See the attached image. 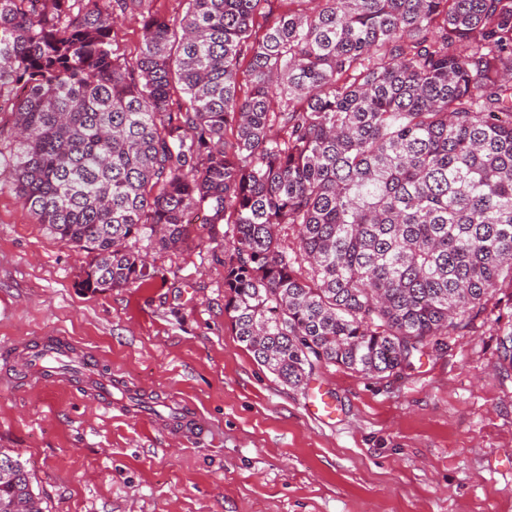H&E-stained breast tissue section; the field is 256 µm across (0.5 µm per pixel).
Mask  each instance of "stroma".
<instances>
[{
  "instance_id": "1",
  "label": "stroma",
  "mask_w": 512,
  "mask_h": 512,
  "mask_svg": "<svg viewBox=\"0 0 512 512\" xmlns=\"http://www.w3.org/2000/svg\"><path fill=\"white\" fill-rule=\"evenodd\" d=\"M134 249L149 281L83 288L86 254L0 188V448L26 462L44 512H512V378L497 352L507 291L412 368L326 365L295 388L224 311L223 235L195 223L186 247ZM56 332L144 398L200 411L212 433L104 412L75 378L31 389L12 352ZM315 386L336 399L335 420L307 412Z\"/></svg>"
}]
</instances>
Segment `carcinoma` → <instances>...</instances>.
<instances>
[{"mask_svg":"<svg viewBox=\"0 0 512 512\" xmlns=\"http://www.w3.org/2000/svg\"><path fill=\"white\" fill-rule=\"evenodd\" d=\"M152 2L0 0L10 187L85 287L148 280L129 241L178 248L203 211L237 338L292 387L399 373L512 291V0ZM0 512H43L2 449ZM116 30L121 53L127 58L135 57L139 53L142 40L141 26L138 21L128 17L117 25Z\"/></svg>","mask_w":512,"mask_h":512,"instance_id":"cac0c4a2","label":"carcinoma"}]
</instances>
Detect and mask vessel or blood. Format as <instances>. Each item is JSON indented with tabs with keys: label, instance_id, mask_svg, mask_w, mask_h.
I'll list each match as a JSON object with an SVG mask.
<instances>
[{
	"label": "vessel or blood",
	"instance_id": "vessel-or-blood-1",
	"mask_svg": "<svg viewBox=\"0 0 512 512\" xmlns=\"http://www.w3.org/2000/svg\"><path fill=\"white\" fill-rule=\"evenodd\" d=\"M22 369L31 381L41 383L47 376L67 378L71 370H78L93 389L101 394L104 408L112 406V374L100 365L101 356L97 352L77 345L64 336H43L37 339L35 346L23 349L18 355ZM308 412L319 421L334 419L336 405L326 392H311L308 400ZM169 427L176 433L203 435L206 424L195 414L187 413L168 419Z\"/></svg>",
	"mask_w": 512,
	"mask_h": 512
}]
</instances>
